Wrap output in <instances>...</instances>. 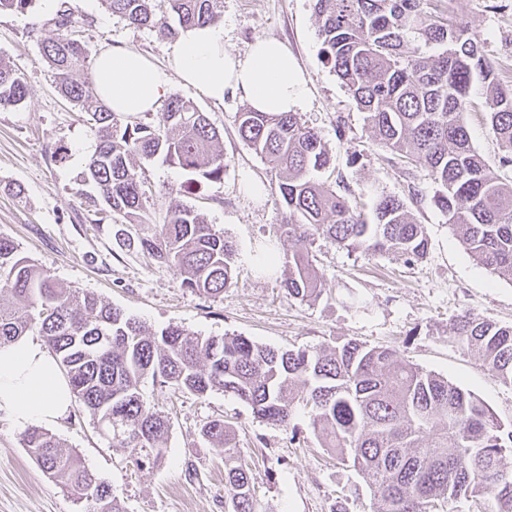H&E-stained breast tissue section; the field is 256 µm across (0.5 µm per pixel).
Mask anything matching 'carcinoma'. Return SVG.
<instances>
[{
    "mask_svg": "<svg viewBox=\"0 0 512 512\" xmlns=\"http://www.w3.org/2000/svg\"><path fill=\"white\" fill-rule=\"evenodd\" d=\"M102 0L113 16L175 36L216 24L223 0ZM321 56L348 89L371 138L408 171L425 170L437 185L430 203L479 264L512 281V179L473 147L466 112L471 88L482 86L499 142V167L512 169V84L468 24L440 0H315ZM177 16L173 28L166 13ZM55 36L40 43L61 93L98 125L100 143L82 172L94 187L88 206L101 220L118 216L136 227L122 244L172 265L183 285L210 298L230 286L235 248L194 209L177 204L162 223L149 220L150 193L137 160L162 157L191 184L223 179L219 130L189 98L173 93L156 120L121 115L92 91L93 59L81 21L66 4L49 20ZM24 74L0 58V108L21 106ZM240 139L279 177L276 237L296 245L285 258L289 297L312 302L323 277L310 247L323 239L364 254L384 253L406 265L428 251L425 227L404 200L381 193L363 211L327 182L312 177L331 155L316 129L296 112L236 115ZM29 333L42 337L72 393L112 447L137 468L165 460L170 422L139 391L151 376L162 387L203 396L221 390L253 414L288 426L296 402L309 408L320 445L352 464L372 494L371 512H439L461 498L473 512H512V425L501 423L473 393L404 359L400 350L355 340L316 349L281 350L244 336H201L170 324L153 332L90 292L59 287L31 259L0 238V345ZM454 337L512 385V325L474 314L454 324ZM224 453V512H273L254 499L249 467L235 430L212 419L200 429ZM27 453L82 506L81 512H125L112 485L62 449L47 429L29 427Z\"/></svg>",
    "mask_w": 512,
    "mask_h": 512,
    "instance_id": "carcinoma-1",
    "label": "carcinoma"
}]
</instances>
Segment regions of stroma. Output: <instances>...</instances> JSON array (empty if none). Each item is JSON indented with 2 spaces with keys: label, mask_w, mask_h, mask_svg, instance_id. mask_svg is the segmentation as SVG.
Masks as SVG:
<instances>
[{
  "label": "stroma",
  "mask_w": 512,
  "mask_h": 512,
  "mask_svg": "<svg viewBox=\"0 0 512 512\" xmlns=\"http://www.w3.org/2000/svg\"><path fill=\"white\" fill-rule=\"evenodd\" d=\"M223 2L220 25L228 50L242 54L254 40L270 37L295 57L309 87L299 115L323 136L340 192L367 204L381 192L407 199L401 168L388 163L387 152L369 136L364 112L321 60L313 0ZM68 4L83 19L92 52L124 45L154 65H167L173 38L110 15L100 0ZM449 7L473 29L488 55L512 66V0H450ZM55 14L46 0H34L24 15L0 14V58L24 73L28 86L23 106L0 109V237L12 240L60 287L91 292L149 329L177 323L204 336H245L282 350L350 339L391 346L411 363L474 393L501 421H512V386L453 336L456 319L466 312L512 323V281L477 264L435 206L408 205L429 238L422 261L409 266L388 255L319 241L312 253L324 277L321 297L313 302L288 297L281 286V259L292 246L274 239L278 180L237 134L235 116L246 105L237 95L217 104L181 80L173 82L174 91L193 100L222 134L221 181L187 185L183 170L158 158L140 161L137 168L152 197L153 223H161L176 201L196 208L233 242L234 283L219 297L207 298L185 288L176 268L119 245L118 225L97 222L83 201L81 173L99 143L98 128L63 97L40 56V38L55 34L50 24ZM35 22L43 26L37 38L28 34ZM472 99L474 108L466 116L472 143L489 166H497L501 150L483 117L487 105L480 94ZM59 148L67 152L62 164L51 158ZM252 179L263 183V196L246 191ZM9 184L23 188L22 198L6 192ZM179 184L185 192L171 195ZM270 245L280 262L259 272ZM141 392L171 423L168 454L159 467L137 469L126 452L100 435L80 403L46 424L66 450L111 484L126 512H224V456L199 435L203 423L215 418L234 427L255 496L274 512H370L365 480L320 447L307 409L295 408L289 425L276 427L220 390L198 397L147 377ZM22 434L0 416V512H80L73 497L29 457ZM189 465L197 471L191 481L184 477Z\"/></svg>",
  "instance_id": "obj_1"
}]
</instances>
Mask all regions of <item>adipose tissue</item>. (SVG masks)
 Here are the masks:
<instances>
[{"label": "adipose tissue", "mask_w": 512, "mask_h": 512, "mask_svg": "<svg viewBox=\"0 0 512 512\" xmlns=\"http://www.w3.org/2000/svg\"><path fill=\"white\" fill-rule=\"evenodd\" d=\"M95 90L112 111L140 115L157 111L173 79L215 102L238 93L260 112H294L307 97V83L285 46L256 39L245 54L224 46V30L206 26L188 32L172 49L169 70L140 53L110 46L95 58ZM72 402L68 381L54 356L37 340L20 337L0 346V413L19 426L64 417Z\"/></svg>", "instance_id": "1"}]
</instances>
